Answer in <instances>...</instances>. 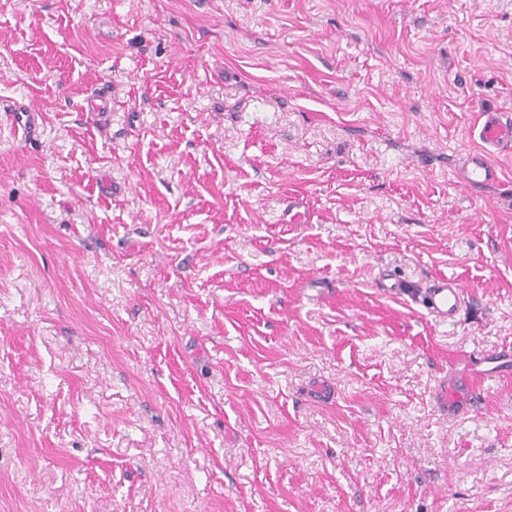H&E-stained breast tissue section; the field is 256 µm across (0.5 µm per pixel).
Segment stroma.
I'll return each instance as SVG.
<instances>
[{
    "label": "stroma",
    "instance_id": "obj_1",
    "mask_svg": "<svg viewBox=\"0 0 512 512\" xmlns=\"http://www.w3.org/2000/svg\"><path fill=\"white\" fill-rule=\"evenodd\" d=\"M1 99L0 512H512V0H0ZM13 123L18 131L26 136L33 135L42 120V111L34 106H18L11 109ZM479 146L466 157L457 171V183L468 190L498 182V171L491 161L494 154H512V116L504 112H484L477 125ZM305 204L299 196L289 197L282 210L280 222L283 224H306L308 215ZM388 276L386 280L392 282L383 285L388 293L409 295L437 322L448 324L460 319L466 300V290L460 281L437 275L418 286L411 294H406L404 281L395 275Z\"/></svg>",
    "mask_w": 512,
    "mask_h": 512
}]
</instances>
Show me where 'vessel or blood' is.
I'll return each mask as SVG.
<instances>
[{
    "instance_id": "1",
    "label": "vessel or blood",
    "mask_w": 512,
    "mask_h": 512,
    "mask_svg": "<svg viewBox=\"0 0 512 512\" xmlns=\"http://www.w3.org/2000/svg\"><path fill=\"white\" fill-rule=\"evenodd\" d=\"M42 111L34 106H18L13 110V123L18 131L33 135L42 120ZM479 145L472 150L457 171L456 179L462 187L474 190L498 181V171L491 161L496 154H512V116L502 112H486L477 127ZM435 321L457 322L466 300L463 284L442 275L431 277L411 294Z\"/></svg>"
}]
</instances>
